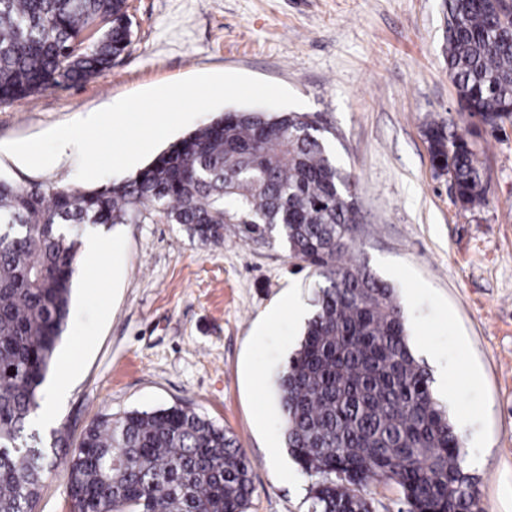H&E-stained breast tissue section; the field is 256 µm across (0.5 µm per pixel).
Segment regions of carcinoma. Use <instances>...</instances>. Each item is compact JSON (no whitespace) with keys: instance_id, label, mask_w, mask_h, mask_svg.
<instances>
[{"instance_id":"carcinoma-1","label":"carcinoma","mask_w":512,"mask_h":512,"mask_svg":"<svg viewBox=\"0 0 512 512\" xmlns=\"http://www.w3.org/2000/svg\"><path fill=\"white\" fill-rule=\"evenodd\" d=\"M493 0H448V72L458 117L425 130L455 203H488L470 136L512 116V40ZM103 27L80 54L91 27ZM127 0H0V103L85 83L131 44ZM330 130L307 112L235 110L190 131L138 173L105 187L18 186L0 179V512H36L65 466L70 512H247L251 463L223 427L181 404L102 414L75 448L31 428L67 328L89 225L180 224L207 245L224 229L281 241L313 268L314 303L278 374L284 443L310 476L307 512H371L393 484L407 512H484L458 434L410 346L395 288L345 261L355 223L351 175Z\"/></svg>"}]
</instances>
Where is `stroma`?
<instances>
[{"label": "stroma", "instance_id": "stroma-1", "mask_svg": "<svg viewBox=\"0 0 512 512\" xmlns=\"http://www.w3.org/2000/svg\"><path fill=\"white\" fill-rule=\"evenodd\" d=\"M132 43L90 81L0 104L1 144L129 94L202 73L285 86L335 130L353 176L350 254L396 290L410 345L462 439L486 512H512V121L473 137L489 204L455 203L424 137L457 108L448 0H128ZM77 157L30 170L0 149V178L77 188ZM79 255L69 323L45 389L67 387L53 425L77 446L97 416L183 403L230 431L252 463L248 512H307L312 479L289 456L277 375L304 325L312 270L281 245L227 230L204 245L177 224L99 227Z\"/></svg>", "mask_w": 512, "mask_h": 512}]
</instances>
